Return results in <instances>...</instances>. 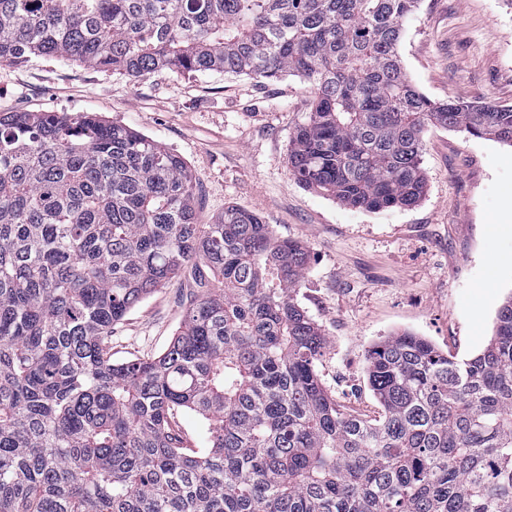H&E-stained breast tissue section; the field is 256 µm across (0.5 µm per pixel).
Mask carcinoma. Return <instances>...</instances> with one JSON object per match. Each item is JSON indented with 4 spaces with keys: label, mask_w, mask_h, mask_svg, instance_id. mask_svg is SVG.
<instances>
[{
    "label": "carcinoma",
    "mask_w": 512,
    "mask_h": 512,
    "mask_svg": "<svg viewBox=\"0 0 512 512\" xmlns=\"http://www.w3.org/2000/svg\"><path fill=\"white\" fill-rule=\"evenodd\" d=\"M418 0H0V65L309 81L288 148L305 187L369 212L421 201L430 125L512 147V106L434 101L397 47ZM309 254L260 216L197 222L180 154L93 114L0 115V512H512V294L485 348L396 333L366 355L374 422L318 374L295 294ZM181 273L159 355L112 325ZM187 410L209 449L183 451Z\"/></svg>",
    "instance_id": "obj_1"
}]
</instances>
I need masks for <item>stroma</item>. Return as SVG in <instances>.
Here are the masks:
<instances>
[{"label":"stroma","instance_id":"1","mask_svg":"<svg viewBox=\"0 0 512 512\" xmlns=\"http://www.w3.org/2000/svg\"><path fill=\"white\" fill-rule=\"evenodd\" d=\"M413 83L435 101L512 105V0H419L399 45ZM314 95L297 76L219 72L112 74L34 57L0 65V113L89 112L175 150L202 224L236 205L309 249L297 302L328 343L320 378L337 403L373 420L366 352L407 330L459 359L479 353L512 294V147L436 126L424 133L426 192L413 207L367 212L305 188L289 172L296 126ZM192 297L173 278L112 327L116 362L162 353Z\"/></svg>","mask_w":512,"mask_h":512}]
</instances>
